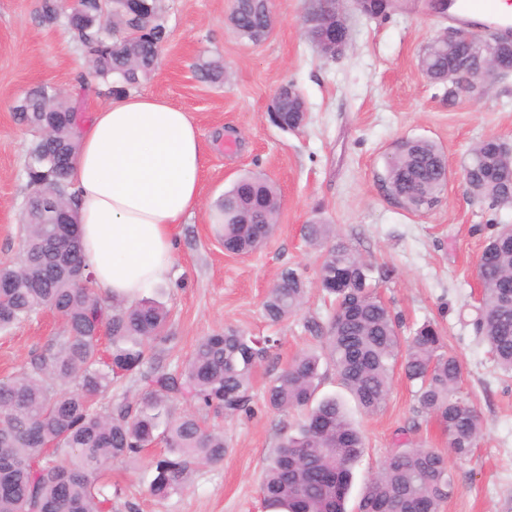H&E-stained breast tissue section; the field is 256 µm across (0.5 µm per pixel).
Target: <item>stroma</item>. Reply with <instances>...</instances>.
Returning a JSON list of instances; mask_svg holds the SVG:
<instances>
[{
    "label": "stroma",
    "mask_w": 512,
    "mask_h": 512,
    "mask_svg": "<svg viewBox=\"0 0 512 512\" xmlns=\"http://www.w3.org/2000/svg\"><path fill=\"white\" fill-rule=\"evenodd\" d=\"M168 39L155 71L140 92L166 98L188 112L200 131L204 169L200 205L177 227L171 272L146 292L170 311V341L162 358L178 369L204 336L233 327L275 338L276 345L252 377V410L235 418L197 412L223 430L222 464L197 466L187 490L165 501L148 493L150 462L162 445L135 461H117L109 478L119 490L112 512H261L260 484L283 425L300 411L269 410L263 394L299 352L319 349L306 322L327 325L332 312L321 290L319 249L303 227L319 219L336 238L374 267L391 268L377 295L403 317L402 336L423 321L437 322L461 368L458 393L478 411L481 435L472 454L451 463L455 492L442 512H512V378L497 372L471 324L481 289L475 264L497 225L512 224V209L472 201L460 179L470 150L489 136L512 139V74L484 97L448 102L443 86L418 66L424 45L448 27L447 19L410 6L385 18L350 10L352 40L344 55L321 59L300 25L304 0H272L274 31L260 44L238 37L228 17L234 0H165ZM40 0H0V263L17 262L21 207L27 194L23 167L31 137L11 106L26 89L45 85L74 93L87 72L83 55L59 26L41 23ZM220 59L230 78L203 82L199 63ZM294 83L308 110L298 131L274 125L268 115L277 88ZM434 141L451 173L439 204L411 213L390 199L381 177L394 144L403 138ZM255 172L281 194L274 235L256 253L225 252L216 199L241 174ZM300 269L306 298L295 317L271 324L263 302L280 271ZM62 320L46 312L0 332V379L20 373L31 356L57 336ZM415 388L395 373L385 406L376 414L346 403L363 432L366 450L354 468L352 495L402 440L446 449L433 418L415 413Z\"/></svg>",
    "instance_id": "35a3bbf8"
}]
</instances>
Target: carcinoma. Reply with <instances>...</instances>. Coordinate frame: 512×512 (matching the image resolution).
I'll use <instances>...</instances> for the list:
<instances>
[{
	"instance_id": "1",
	"label": "carcinoma",
	"mask_w": 512,
	"mask_h": 512,
	"mask_svg": "<svg viewBox=\"0 0 512 512\" xmlns=\"http://www.w3.org/2000/svg\"><path fill=\"white\" fill-rule=\"evenodd\" d=\"M138 16L127 14L123 0H41L43 23L65 27L89 64L76 78L79 91L119 97L136 90L154 71L168 38L163 0H147ZM305 12L336 15V27L350 42V29L330 0H306ZM234 32L258 44L267 15L247 0H235ZM497 34L476 36L448 46L439 32L418 59L425 76L439 75L467 54L495 49ZM208 83L226 79L224 65L200 66ZM78 98L59 96L38 86L17 98L12 111L33 141L28 154L59 161L52 169L25 158L29 194H52L75 209L70 168L79 126L73 112ZM51 118L55 131L40 135ZM445 158L424 138H405L387 162L382 188L404 209L419 213L432 207L445 185ZM471 198L493 208H512V153L494 139L480 141L465 163ZM281 200L276 186L261 176L241 177L215 203L223 224L224 249L247 255L262 247L276 227ZM25 236L21 260L0 265V331L38 316L58 313L63 330L31 356L20 375L0 380V512H112V485L104 481L114 461L135 459L161 441L163 454L152 462L150 495L166 500L183 493L193 466L224 461L227 443L220 431L202 426L193 413L174 416L170 403L189 399L203 409L229 417L248 414L251 381L257 364L275 347L270 336H251L228 327L203 337L181 369L169 370L159 346L169 341V311L142 299L132 304L107 301L81 265L72 275V259L61 263L66 246L54 234L49 214L30 223L22 212ZM304 237L324 250L318 280L336 302L327 329L309 330L322 339L321 352L298 354L266 389L268 408L302 412L296 432L282 427L280 442L267 460L261 484L264 512H347L352 470L365 452L362 433L351 422L345 403L318 396L321 362L331 365L342 387L366 413L380 410L388 398L395 367L416 386L417 412L436 420L448 435V448L409 445L392 452L369 477L356 512H441L455 490L448 458H467L479 436L480 417L457 396L461 379L456 357L448 353L441 329L425 321L408 337L402 321L375 294L372 281H385L392 270L374 269L344 243L335 242L329 224L304 226ZM378 277H373V274ZM482 294L474 306L476 336L488 346L496 367L512 374V224H501L488 238L477 263ZM306 288L303 273L284 269L263 303L266 318L279 323L301 310ZM118 377L141 384L140 394L101 398Z\"/></svg>"
}]
</instances>
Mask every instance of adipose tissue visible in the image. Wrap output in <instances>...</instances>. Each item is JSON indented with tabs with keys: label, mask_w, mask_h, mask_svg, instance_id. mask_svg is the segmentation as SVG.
Returning a JSON list of instances; mask_svg holds the SVG:
<instances>
[{
	"label": "adipose tissue",
	"mask_w": 512,
	"mask_h": 512,
	"mask_svg": "<svg viewBox=\"0 0 512 512\" xmlns=\"http://www.w3.org/2000/svg\"><path fill=\"white\" fill-rule=\"evenodd\" d=\"M202 169L196 125L163 97L131 92L86 119L70 180L82 256L104 296L133 302L167 276Z\"/></svg>",
	"instance_id": "ef3b65f1"
}]
</instances>
